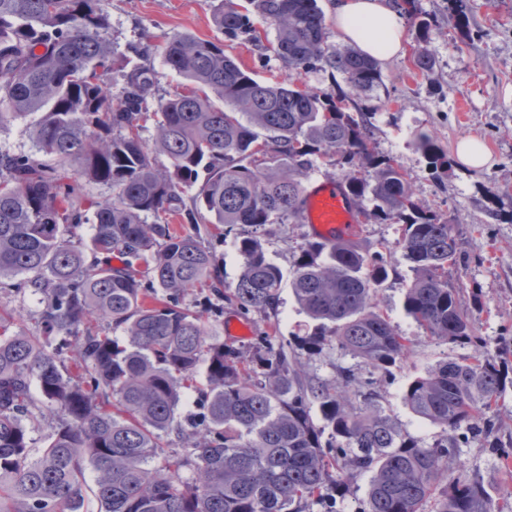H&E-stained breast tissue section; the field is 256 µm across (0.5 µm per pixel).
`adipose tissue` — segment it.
<instances>
[{"label":"adipose tissue","instance_id":"ef3b65f1","mask_svg":"<svg viewBox=\"0 0 512 512\" xmlns=\"http://www.w3.org/2000/svg\"><path fill=\"white\" fill-rule=\"evenodd\" d=\"M329 14L343 41L378 61L404 50L406 31L391 0H331Z\"/></svg>","mask_w":512,"mask_h":512}]
</instances>
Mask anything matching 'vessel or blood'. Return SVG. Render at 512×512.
<instances>
[{
    "label": "vessel or blood",
    "instance_id": "vessel-or-blood-1",
    "mask_svg": "<svg viewBox=\"0 0 512 512\" xmlns=\"http://www.w3.org/2000/svg\"><path fill=\"white\" fill-rule=\"evenodd\" d=\"M301 221L309 236L331 242L351 238L358 217L342 182L337 179H323L307 186Z\"/></svg>",
    "mask_w": 512,
    "mask_h": 512
}]
</instances>
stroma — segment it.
I'll return each instance as SVG.
<instances>
[{
  "label": "stroma",
  "mask_w": 512,
  "mask_h": 512,
  "mask_svg": "<svg viewBox=\"0 0 512 512\" xmlns=\"http://www.w3.org/2000/svg\"><path fill=\"white\" fill-rule=\"evenodd\" d=\"M218 0H108L112 42L116 53L128 44L146 47L160 75L161 93L180 90L182 80L163 64L166 37L188 33L203 39L223 40L228 54L256 78L286 84L330 89L324 72L284 68L273 54H261L251 43L224 40L213 22ZM423 11L434 15L435 25L426 44L435 60L431 76L418 73L410 54L382 63L383 86L376 102L373 143L377 152L394 157L413 176L415 198L451 221L459 236V254L449 275L463 289L461 299L470 311L474 335L482 337L490 355L512 346V223L492 219L484 189H492L512 204V0H468L469 24L459 28L448 10V0H419ZM430 134L447 153H454L464 138L480 140L492 154L490 166L473 170L453 164L448 174L431 175L414 143L416 133ZM307 233L302 223L274 224L265 235L269 259L291 273L299 246ZM412 277L406 261H399L377 294V305L408 340L409 354L393 374H369L360 360L334 347L306 357L309 375L336 377L348 368L359 380H373L387 414L412 436L428 440L437 427L417 418L402 402L407 380L425 373L444 358L473 353L464 347L427 336L407 315L404 293ZM276 325L281 339L311 327L290 288H282L273 319L255 315L252 332ZM490 433L466 438L454 461L468 475L491 486L496 504L512 507V470L505 468L498 445L512 442V388L496 408Z\"/></svg>",
  "instance_id": "stroma-1"
}]
</instances>
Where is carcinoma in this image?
Wrapping results in <instances>:
<instances>
[{"label": "carcinoma", "mask_w": 512, "mask_h": 512, "mask_svg": "<svg viewBox=\"0 0 512 512\" xmlns=\"http://www.w3.org/2000/svg\"><path fill=\"white\" fill-rule=\"evenodd\" d=\"M399 6L422 44L413 67L427 75L434 20L417 0ZM255 15L275 42L263 43ZM213 21L290 69L329 71L335 88L259 80L224 44L174 35L163 60L188 85L160 96L146 52L130 44L115 55L106 0H0V123L41 113L33 152L0 151V288L43 303L38 335L13 330L0 310V512H82L90 493L99 512H305L314 500L337 512L359 475L369 476L360 512H496L489 484L450 463L467 433L493 426L512 377L448 281L453 226L372 146L358 99L378 97V61L329 43L317 0H219ZM114 70L116 99L105 88ZM415 143L432 174L448 172L432 136ZM320 157L341 169L358 210L399 225L398 237L382 250L364 238L300 246L289 286L316 322L304 335L284 343L264 331L238 347L209 335L204 318L223 306L184 303L196 288L245 317L276 312L284 273L261 232L299 218ZM87 182L112 197L90 199ZM176 218L193 229L174 231ZM82 224L93 228L85 249L72 242ZM202 224L238 228L241 270L228 287ZM395 250L413 273L406 313L434 338L475 346L403 390L405 406L442 429L430 443L384 413L372 381L310 377L300 359L334 346L373 372L404 362L407 339L376 303ZM148 293L159 304L145 305ZM189 391L199 412L183 421ZM44 408L55 428L34 458L31 423Z\"/></svg>", "instance_id": "cac0c4a2"}]
</instances>
